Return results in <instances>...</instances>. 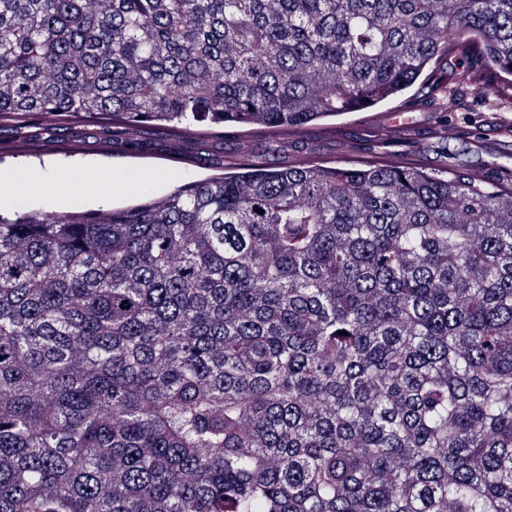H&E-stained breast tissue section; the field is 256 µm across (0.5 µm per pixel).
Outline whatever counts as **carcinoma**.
I'll list each match as a JSON object with an SVG mask.
<instances>
[{
	"mask_svg": "<svg viewBox=\"0 0 512 512\" xmlns=\"http://www.w3.org/2000/svg\"><path fill=\"white\" fill-rule=\"evenodd\" d=\"M450 52L512 88V0H0V125L288 135ZM0 512H512V183L248 154L0 214Z\"/></svg>",
	"mask_w": 512,
	"mask_h": 512,
	"instance_id": "1",
	"label": "carcinoma"
}]
</instances>
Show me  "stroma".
Instances as JSON below:
<instances>
[{
    "label": "stroma",
    "instance_id": "1",
    "mask_svg": "<svg viewBox=\"0 0 512 512\" xmlns=\"http://www.w3.org/2000/svg\"><path fill=\"white\" fill-rule=\"evenodd\" d=\"M439 66L456 77L453 106H446L429 81L421 80L402 97L324 120L293 137L246 135L233 126L221 127L200 144L191 165L178 163L173 137L149 122L109 139L87 128L76 154L57 137L29 141L27 152L0 155V174L44 159L56 161L58 167L41 191L16 194L9 210L61 214L123 207L140 196H159L175 185L217 174L228 156L243 151L266 158L274 167L305 162L344 166L374 157L379 137L391 142L399 162L439 173L468 169L497 182L512 170V101L498 85L479 92L461 81L465 64L458 57L443 58ZM101 168L119 174L111 188L94 194L60 191V184L73 187Z\"/></svg>",
    "mask_w": 512,
    "mask_h": 512
}]
</instances>
